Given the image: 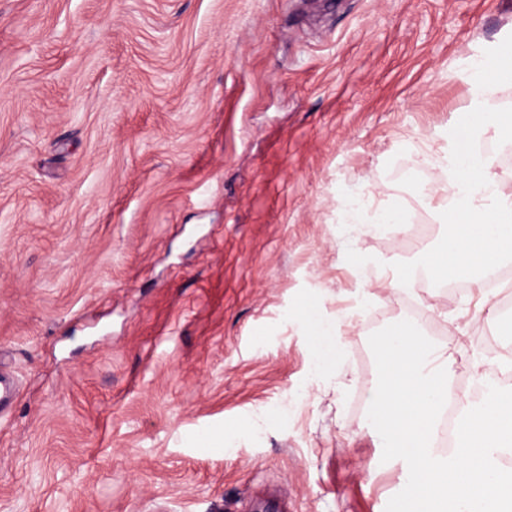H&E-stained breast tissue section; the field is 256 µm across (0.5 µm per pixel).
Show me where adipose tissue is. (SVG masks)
Segmentation results:
<instances>
[{"label":"adipose tissue","instance_id":"adipose-tissue-1","mask_svg":"<svg viewBox=\"0 0 512 512\" xmlns=\"http://www.w3.org/2000/svg\"><path fill=\"white\" fill-rule=\"evenodd\" d=\"M512 72V38L494 57H474L467 68L472 74L471 104L485 128L512 139V127L486 119L487 88L483 79L489 68ZM420 161L430 167L446 166L448 179L437 184H422L416 190L420 204L429 206L442 221L453 222L452 232L439 245V261L426 268V276L444 277L467 274L472 288L481 291L486 305H494L495 292L487 289L486 277L501 265L512 262V172H494L492 165L469 153L455 154L450 162L421 153Z\"/></svg>","mask_w":512,"mask_h":512}]
</instances>
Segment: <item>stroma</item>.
<instances>
[{
  "label": "stroma",
  "mask_w": 512,
  "mask_h": 512,
  "mask_svg": "<svg viewBox=\"0 0 512 512\" xmlns=\"http://www.w3.org/2000/svg\"><path fill=\"white\" fill-rule=\"evenodd\" d=\"M511 35L512 0H0V512H385L369 336L419 293L475 380L512 298L358 294L449 231L371 211L439 179L411 144L464 151L465 62ZM313 331L315 335L319 337L321 348L317 352V356L314 361V369L319 370L328 363L329 347L331 343H335L336 340V325L318 320L313 324ZM18 396L19 388L15 376L0 368V413L10 407Z\"/></svg>",
  "instance_id": "obj_1"
}]
</instances>
